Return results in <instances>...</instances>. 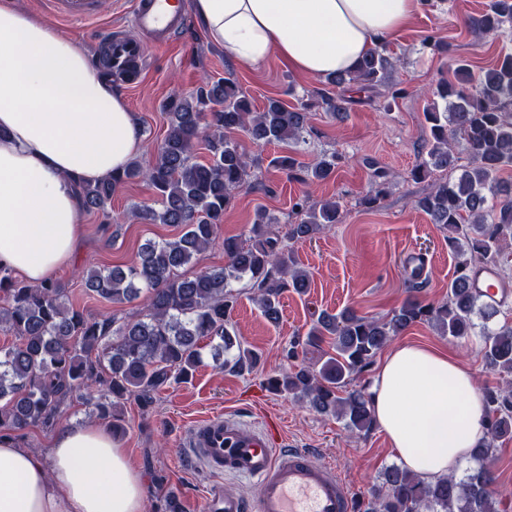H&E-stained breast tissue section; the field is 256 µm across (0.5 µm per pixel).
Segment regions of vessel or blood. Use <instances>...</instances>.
Returning <instances> with one entry per match:
<instances>
[{
	"mask_svg": "<svg viewBox=\"0 0 512 512\" xmlns=\"http://www.w3.org/2000/svg\"><path fill=\"white\" fill-rule=\"evenodd\" d=\"M55 12L86 21L98 0H51ZM136 36H108L114 64L142 60L148 48L167 49L185 28L183 0H133ZM266 429H245L213 416L193 427L189 446L212 476L232 474L253 480L254 498L212 489L208 512H357V502L335 467L312 460L301 448H276Z\"/></svg>",
	"mask_w": 512,
	"mask_h": 512,
	"instance_id": "vessel-or-blood-1",
	"label": "vessel or blood"
}]
</instances>
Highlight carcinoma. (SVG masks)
<instances>
[{
  "instance_id": "carcinoma-1",
  "label": "carcinoma",
  "mask_w": 512,
  "mask_h": 512,
  "mask_svg": "<svg viewBox=\"0 0 512 512\" xmlns=\"http://www.w3.org/2000/svg\"><path fill=\"white\" fill-rule=\"evenodd\" d=\"M465 24L477 39L506 35L512 0H489ZM395 70L396 60L383 45L366 54L355 70L327 77L336 92L319 89L296 108L271 98L257 110L233 80L208 76L194 92L169 96L166 134L151 162L133 161L108 179L78 186L82 209L108 219L112 193L139 179L157 207L134 205L128 219L180 228L172 239L147 240L127 265L91 268L83 276L88 291L114 304L144 299L143 311L123 319L92 317L69 303L65 283L28 285L0 268V330L16 339L0 349V439H12L30 426L52 427L62 407L89 403L96 392L106 397L96 402L98 414L116 435L124 428L116 401L150 406L157 391L188 378L200 365L204 338L214 342L212 358L219 367L251 373L260 356L240 341L233 325L239 298L235 284L245 282L264 318L279 324L283 293L304 294L310 288L309 274L284 240L311 239L325 225L339 223L340 202L329 199L315 207L296 199L282 239L269 230L273 219L264 210L257 211L247 239L220 238L224 212L235 195L260 183L258 162L231 134L243 132L257 148L288 146L268 167L291 181L328 180L341 160L336 151L322 152L312 165L299 160L311 108L341 114L350 103L345 92L354 87L370 100L383 98L388 108L405 93L393 82ZM424 116L429 135L410 177L419 181L434 171L447 173L430 184L415 206L448 232V250L457 259L448 300L434 306L409 297L384 320L348 308L323 312L305 335L293 337L285 358L295 363L299 350L324 336L332 337L333 352L324 353L318 366L295 364L268 380L271 389L336 418L358 436L369 434L375 420L366 388L348 384L391 337L427 322L441 336L462 339L474 332L475 314L490 320L499 313V304L481 300L472 274L480 266L498 267L503 243L512 241V184L499 177L512 167V49H503L478 78L469 64L457 62L454 79L432 90ZM200 142L210 153L206 163L194 160ZM372 178L374 189L361 199L368 208L387 196L389 173L375 167ZM216 245L224 248V266L191 277L181 273ZM483 335L481 353L501 385L485 394L488 440L477 451V466L464 478L434 481L389 466L363 512H498L487 460L496 441L512 438V324L485 327Z\"/></svg>"
}]
</instances>
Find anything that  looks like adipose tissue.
Masks as SVG:
<instances>
[{"label":"adipose tissue","instance_id":"ef3b65f1","mask_svg":"<svg viewBox=\"0 0 512 512\" xmlns=\"http://www.w3.org/2000/svg\"><path fill=\"white\" fill-rule=\"evenodd\" d=\"M420 0H191L209 38L240 64L276 55L313 78L353 70L396 38ZM145 152L124 96L78 43L0 0V267L53 280L79 242L78 182L111 176ZM401 466L424 479L458 473L487 439L473 372L403 343L368 388ZM145 481L109 428H64L48 455L0 442V512H143Z\"/></svg>","mask_w":512,"mask_h":512}]
</instances>
